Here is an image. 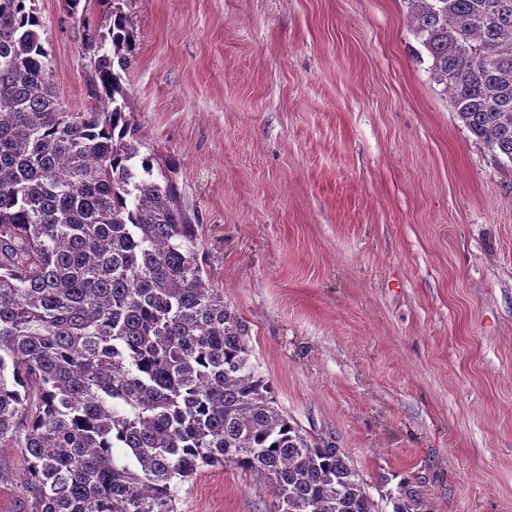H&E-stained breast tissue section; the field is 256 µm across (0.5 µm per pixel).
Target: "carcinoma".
<instances>
[{"label": "carcinoma", "mask_w": 512, "mask_h": 512, "mask_svg": "<svg viewBox=\"0 0 512 512\" xmlns=\"http://www.w3.org/2000/svg\"><path fill=\"white\" fill-rule=\"evenodd\" d=\"M94 103L66 107L36 0H0V447L24 451L23 512H177V485L233 467L274 512H378L335 442L313 441L250 362L122 86L137 39L105 0ZM457 118L512 162V0H408ZM393 512H425L400 485Z\"/></svg>", "instance_id": "carcinoma-1"}]
</instances>
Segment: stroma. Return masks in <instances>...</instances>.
Instances as JSON below:
<instances>
[{"mask_svg":"<svg viewBox=\"0 0 512 512\" xmlns=\"http://www.w3.org/2000/svg\"><path fill=\"white\" fill-rule=\"evenodd\" d=\"M53 80L90 105L84 25L36 0ZM122 84L155 172L280 409L333 438L379 512H512V162L457 118L408 0H126ZM232 466L178 512H271ZM396 497H390L393 502L392 512H425V501L419 490H413L409 485L401 484Z\"/></svg>","mask_w":512,"mask_h":512,"instance_id":"35a3bbf8","label":"stroma"}]
</instances>
